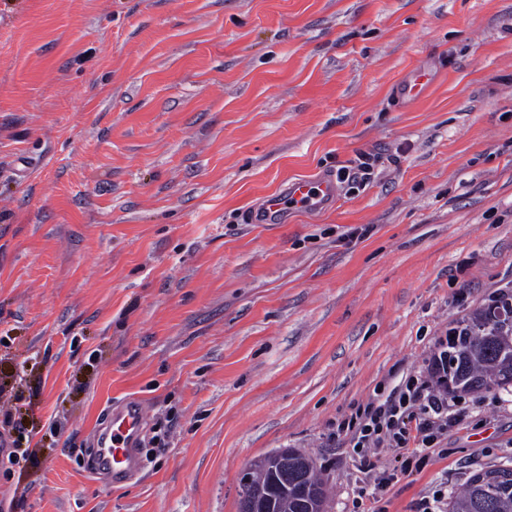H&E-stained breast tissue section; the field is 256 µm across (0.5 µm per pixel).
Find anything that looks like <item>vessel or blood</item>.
I'll return each mask as SVG.
<instances>
[{
	"label": "vessel or blood",
	"mask_w": 512,
	"mask_h": 512,
	"mask_svg": "<svg viewBox=\"0 0 512 512\" xmlns=\"http://www.w3.org/2000/svg\"><path fill=\"white\" fill-rule=\"evenodd\" d=\"M433 81L431 66L411 70L401 81L399 97L408 103L419 101ZM337 195L336 181L329 176L298 178L282 191L267 195L260 211L249 217L253 224H271L289 213L331 205ZM146 401L127 398L113 403L105 421L94 435L89 450L92 469L111 483L122 484L137 476L143 463L139 453L149 420Z\"/></svg>",
	"instance_id": "1"
}]
</instances>
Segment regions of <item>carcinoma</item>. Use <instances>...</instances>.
<instances>
[{"label": "carcinoma", "instance_id": "obj_1", "mask_svg": "<svg viewBox=\"0 0 512 512\" xmlns=\"http://www.w3.org/2000/svg\"><path fill=\"white\" fill-rule=\"evenodd\" d=\"M508 308L512 301L501 297L448 330L441 376L455 392L512 387V320L500 318ZM250 477L259 492L255 512H326V482L302 453L265 456L250 465ZM448 512H512V467L473 473L450 497Z\"/></svg>", "mask_w": 512, "mask_h": 512}]
</instances>
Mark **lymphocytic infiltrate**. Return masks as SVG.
Returning a JSON list of instances; mask_svg holds the SVG:
<instances>
[{"instance_id":"lymphocytic-infiltrate-1","label":"lymphocytic infiltrate","mask_w":512,"mask_h":512,"mask_svg":"<svg viewBox=\"0 0 512 512\" xmlns=\"http://www.w3.org/2000/svg\"><path fill=\"white\" fill-rule=\"evenodd\" d=\"M437 370L406 376L394 395L371 401L341 422L357 448H397L404 459L425 458L438 439L459 423L454 403L436 390L430 376Z\"/></svg>"}]
</instances>
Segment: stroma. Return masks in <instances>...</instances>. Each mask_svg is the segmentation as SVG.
I'll list each match as a JSON object with an SVG mask.
<instances>
[{"label": "stroma", "instance_id": "stroma-1", "mask_svg": "<svg viewBox=\"0 0 512 512\" xmlns=\"http://www.w3.org/2000/svg\"><path fill=\"white\" fill-rule=\"evenodd\" d=\"M361 152L365 189L244 222ZM507 281L512 0H0V433L28 453L0 463V512H239L279 448L327 512L384 469L382 512H420L512 467V392L456 396L407 473L336 423ZM132 396L165 443L114 485L77 451ZM432 81V67L419 66L411 70L401 81L398 95L406 103H415L425 95Z\"/></svg>", "mask_w": 512, "mask_h": 512}]
</instances>
